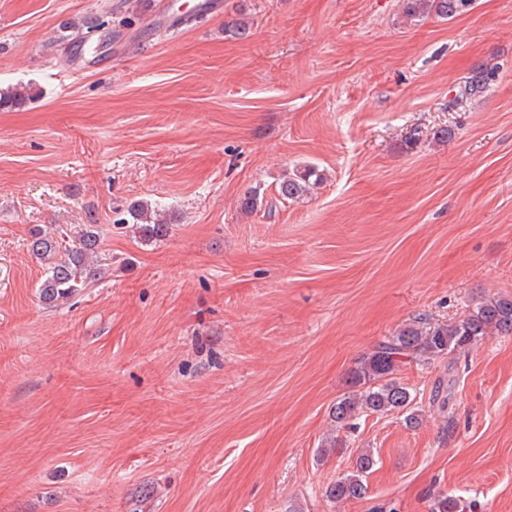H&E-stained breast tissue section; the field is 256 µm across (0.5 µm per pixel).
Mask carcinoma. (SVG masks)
<instances>
[{
  "instance_id": "obj_1",
  "label": "carcinoma",
  "mask_w": 512,
  "mask_h": 512,
  "mask_svg": "<svg viewBox=\"0 0 512 512\" xmlns=\"http://www.w3.org/2000/svg\"><path fill=\"white\" fill-rule=\"evenodd\" d=\"M404 13L410 18L434 14L449 19L471 5L472 0H403ZM65 29L76 31L75 43H87L90 33L109 29V22L96 18L78 26L70 22ZM488 88L487 70L473 69L464 87V94L478 96ZM32 86H20L0 92V108L22 106L37 98ZM322 176L316 167L306 165L284 178L278 185V196L297 202L306 197L311 187L319 184ZM122 224L132 225L133 231L144 242L166 238L175 215L164 206L147 199L131 201L124 209ZM28 247L33 256L44 263L40 281V300L50 306L65 301L79 290L100 280L105 274L101 242L95 224H78L72 233L51 235L39 226L30 230ZM492 333L512 334V298H497L482 303L465 318L451 323L413 321L393 335L379 342L373 351L362 356L349 374L351 391L331 408L332 418L341 424L365 411L377 414L403 412L404 423L419 425V414L412 407L414 397L409 388L400 383L396 371L405 361L429 365L454 351H462ZM370 451L361 453L356 470L330 483L326 497L333 502L365 499L368 496L367 474L374 466ZM431 512H460L459 499L441 494L434 499Z\"/></svg>"
}]
</instances>
